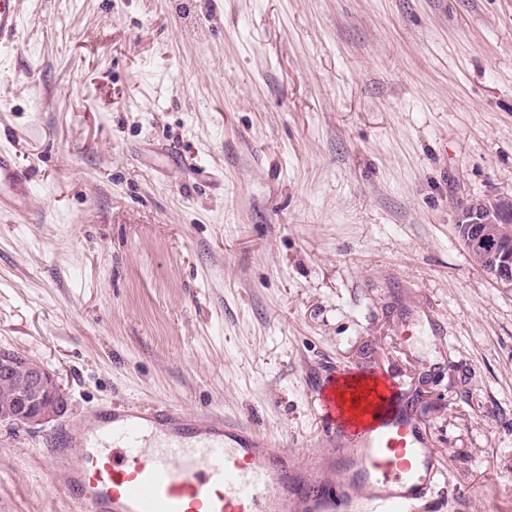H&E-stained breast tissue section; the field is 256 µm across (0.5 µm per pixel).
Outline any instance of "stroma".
I'll list each match as a JSON object with an SVG mask.
<instances>
[{
  "mask_svg": "<svg viewBox=\"0 0 512 512\" xmlns=\"http://www.w3.org/2000/svg\"><path fill=\"white\" fill-rule=\"evenodd\" d=\"M0 148V346L61 417L0 424V512H67L81 411L166 402L304 458L326 371L400 383L444 476L418 512H512V289L462 202L512 196V0H19ZM429 310L441 335L405 342ZM31 198L28 172L19 167L14 155L0 150V212L21 216L27 212Z\"/></svg>",
  "mask_w": 512,
  "mask_h": 512,
  "instance_id": "stroma-1",
  "label": "stroma"
}]
</instances>
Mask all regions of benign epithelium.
<instances>
[{
	"label": "benign epithelium",
	"instance_id": "benign-epithelium-1",
	"mask_svg": "<svg viewBox=\"0 0 512 512\" xmlns=\"http://www.w3.org/2000/svg\"><path fill=\"white\" fill-rule=\"evenodd\" d=\"M456 232L470 256L498 282L512 288V197L490 196L462 206ZM21 379L20 391L0 420L43 425L67 410L55 376L40 363L0 349V384Z\"/></svg>",
	"mask_w": 512,
	"mask_h": 512
}]
</instances>
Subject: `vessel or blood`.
I'll return each mask as SVG.
<instances>
[{"mask_svg":"<svg viewBox=\"0 0 512 512\" xmlns=\"http://www.w3.org/2000/svg\"><path fill=\"white\" fill-rule=\"evenodd\" d=\"M15 0H0V46L17 36ZM27 171L0 150V212L23 215ZM328 381L317 411L334 442L314 463L282 456L251 427L165 404L112 405L75 416L49 450L76 512H416L443 471L392 381L361 367Z\"/></svg>","mask_w":512,"mask_h":512,"instance_id":"obj_1","label":"vessel or blood"}]
</instances>
